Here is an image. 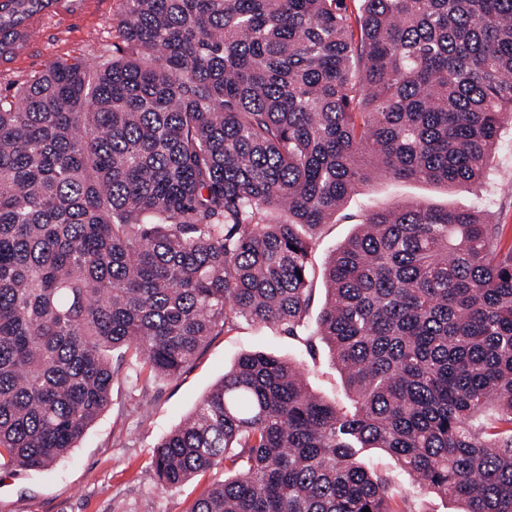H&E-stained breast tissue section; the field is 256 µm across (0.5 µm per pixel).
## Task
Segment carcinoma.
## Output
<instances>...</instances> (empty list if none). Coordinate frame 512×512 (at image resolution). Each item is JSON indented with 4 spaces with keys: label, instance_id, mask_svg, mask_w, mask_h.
I'll use <instances>...</instances> for the list:
<instances>
[{
    "label": "carcinoma",
    "instance_id": "1",
    "mask_svg": "<svg viewBox=\"0 0 512 512\" xmlns=\"http://www.w3.org/2000/svg\"><path fill=\"white\" fill-rule=\"evenodd\" d=\"M124 47L0 95V470L47 468L110 402L105 352L173 377L239 320L317 336L342 411L241 354L152 480L188 512H414L379 448L463 512H512V245L397 204L309 256L376 166L469 186L512 125V0H123Z\"/></svg>",
    "mask_w": 512,
    "mask_h": 512
}]
</instances>
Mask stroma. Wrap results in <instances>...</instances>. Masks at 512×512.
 I'll return each mask as SVG.
<instances>
[{
  "label": "stroma",
  "mask_w": 512,
  "mask_h": 512,
  "mask_svg": "<svg viewBox=\"0 0 512 512\" xmlns=\"http://www.w3.org/2000/svg\"><path fill=\"white\" fill-rule=\"evenodd\" d=\"M122 11V0H108L101 14L50 38L44 51L22 60L11 72L0 74V94H10L11 81L29 78L52 62L74 58L90 61L111 54L122 42ZM509 183L510 125L500 133L491 169L482 183L446 189L373 175L361 193L348 200L334 222L324 225L314 242L309 321H316L324 305L323 271L328 259L369 211L395 203L422 202L482 210L498 223L512 225V192L504 190ZM248 351L298 363L315 393L337 407L349 408V392L327 345L318 339L306 342L273 326L238 322L233 331L212 337L194 362L174 377L145 378L139 373L138 361L128 354L112 383L108 407L65 458L45 471L0 477V512H187L206 487L223 482V466L211 468L182 488L159 490L150 479L153 451ZM141 401L147 404L145 412H132V405ZM365 456L369 467L392 476L396 491L411 501L416 512H459L460 503L427 494L390 455L370 449Z\"/></svg>",
  "instance_id": "stroma-1"
}]
</instances>
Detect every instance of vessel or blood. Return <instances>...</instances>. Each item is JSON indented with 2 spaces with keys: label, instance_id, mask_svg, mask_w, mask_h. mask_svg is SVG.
<instances>
[{
  "label": "vessel or blood",
  "instance_id": "b4317fda",
  "mask_svg": "<svg viewBox=\"0 0 512 512\" xmlns=\"http://www.w3.org/2000/svg\"><path fill=\"white\" fill-rule=\"evenodd\" d=\"M99 0H0V17L9 21L0 28V70H12L38 46L40 35L51 26H67L99 8Z\"/></svg>",
  "mask_w": 512,
  "mask_h": 512
}]
</instances>
